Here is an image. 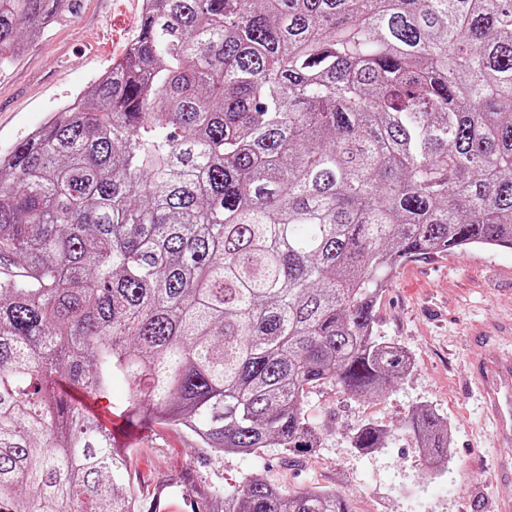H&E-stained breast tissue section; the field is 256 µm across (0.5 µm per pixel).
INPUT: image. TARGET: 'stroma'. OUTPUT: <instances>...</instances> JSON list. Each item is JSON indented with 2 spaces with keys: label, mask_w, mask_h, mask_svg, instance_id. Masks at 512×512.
I'll list each match as a JSON object with an SVG mask.
<instances>
[{
  "label": "stroma",
  "mask_w": 512,
  "mask_h": 512,
  "mask_svg": "<svg viewBox=\"0 0 512 512\" xmlns=\"http://www.w3.org/2000/svg\"><path fill=\"white\" fill-rule=\"evenodd\" d=\"M141 8L142 0H78L0 68V152L89 89L123 54ZM375 312L377 333L409 351L414 368L376 399L315 388L306 405L323 434L315 455L295 466L272 449L258 458H217L181 428L157 425L129 443L127 466L142 512H152L161 484L175 489L171 512H187V493L209 500L211 512H224L223 503L211 499L212 488L236 484L255 469L285 488L313 483L336 489L353 512H490L494 498H512V484L490 478L495 451L485 437L468 366L477 352L473 332L489 319L512 314V249L454 250L412 260L399 268ZM418 405L448 421V466L435 475L426 470L408 426ZM365 421L387 430L384 447L352 448L351 431Z\"/></svg>",
  "instance_id": "stroma-1"
}]
</instances>
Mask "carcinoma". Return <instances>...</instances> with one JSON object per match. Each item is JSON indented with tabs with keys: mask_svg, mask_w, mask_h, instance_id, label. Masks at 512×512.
Segmentation results:
<instances>
[{
	"mask_svg": "<svg viewBox=\"0 0 512 512\" xmlns=\"http://www.w3.org/2000/svg\"><path fill=\"white\" fill-rule=\"evenodd\" d=\"M68 0H0V65ZM92 90L0 155V512H141L84 402L216 457L314 455L331 384L411 371L398 269L512 249V0H144ZM427 461L448 422L415 407ZM363 422L352 447L382 448ZM224 512H352L261 473ZM126 396V386L122 384H116L112 388V406H114V408L109 407L107 399H104L102 402H98L94 411L97 413L100 423L103 425V427H106L105 423L107 421H112L113 428L120 429L123 426V419L118 416L119 411L116 408L118 405H121L124 402ZM114 422L117 423L115 426Z\"/></svg>",
	"mask_w": 512,
	"mask_h": 512,
	"instance_id": "carcinoma-1",
	"label": "carcinoma"
}]
</instances>
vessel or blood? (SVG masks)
Masks as SVG:
<instances>
[{
    "instance_id": "b4317fda",
    "label": "vessel or blood",
    "mask_w": 512,
    "mask_h": 512,
    "mask_svg": "<svg viewBox=\"0 0 512 512\" xmlns=\"http://www.w3.org/2000/svg\"><path fill=\"white\" fill-rule=\"evenodd\" d=\"M480 353L470 361L491 440L500 453L491 466L495 482H512V352L501 348L496 328L476 336Z\"/></svg>"
}]
</instances>
